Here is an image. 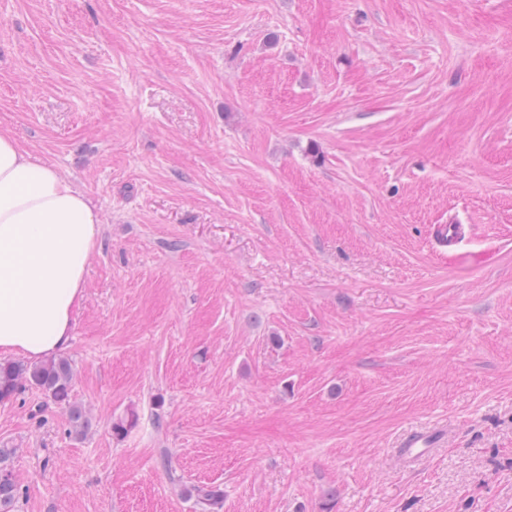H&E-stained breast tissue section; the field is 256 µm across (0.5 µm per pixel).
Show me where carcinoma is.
I'll return each instance as SVG.
<instances>
[{
  "label": "carcinoma",
  "mask_w": 512,
  "mask_h": 512,
  "mask_svg": "<svg viewBox=\"0 0 512 512\" xmlns=\"http://www.w3.org/2000/svg\"><path fill=\"white\" fill-rule=\"evenodd\" d=\"M73 365L65 356H55L37 364L0 361V401L12 398L25 385L34 387L49 399L68 409L71 431L86 434L91 420L82 405L72 400ZM12 448H0V512H14L18 488L9 461ZM196 501L205 512H219L224 505V491L213 485L194 489Z\"/></svg>",
  "instance_id": "carcinoma-1"
}]
</instances>
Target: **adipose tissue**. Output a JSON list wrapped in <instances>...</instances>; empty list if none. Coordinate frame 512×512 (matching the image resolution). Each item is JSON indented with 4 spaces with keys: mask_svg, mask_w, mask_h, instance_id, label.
<instances>
[{
    "mask_svg": "<svg viewBox=\"0 0 512 512\" xmlns=\"http://www.w3.org/2000/svg\"><path fill=\"white\" fill-rule=\"evenodd\" d=\"M103 218L85 191L0 131V349L65 348Z\"/></svg>",
    "mask_w": 512,
    "mask_h": 512,
    "instance_id": "ef3b65f1",
    "label": "adipose tissue"
}]
</instances>
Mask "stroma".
<instances>
[{
    "label": "stroma",
    "mask_w": 512,
    "mask_h": 512,
    "mask_svg": "<svg viewBox=\"0 0 512 512\" xmlns=\"http://www.w3.org/2000/svg\"><path fill=\"white\" fill-rule=\"evenodd\" d=\"M0 130L104 219L15 512H512V0H0ZM196 501L207 512H220L224 505V491L219 486L206 485L194 488Z\"/></svg>",
    "instance_id": "1"
}]
</instances>
